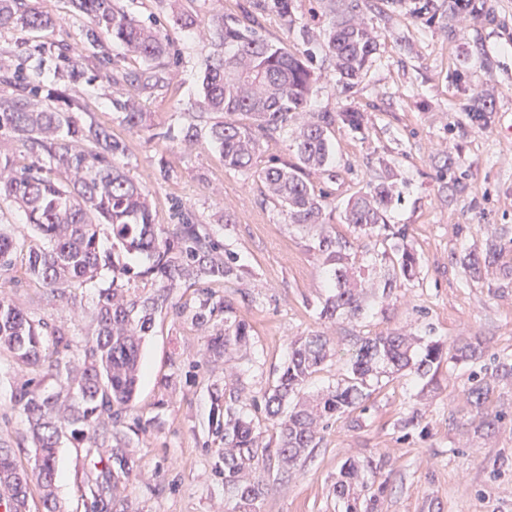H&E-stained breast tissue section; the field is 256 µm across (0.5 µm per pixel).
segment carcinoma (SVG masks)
<instances>
[{
    "instance_id": "cac0c4a2",
    "label": "carcinoma",
    "mask_w": 512,
    "mask_h": 512,
    "mask_svg": "<svg viewBox=\"0 0 512 512\" xmlns=\"http://www.w3.org/2000/svg\"><path fill=\"white\" fill-rule=\"evenodd\" d=\"M170 23L194 26L192 15L172 0H159ZM371 0H328L322 35L298 25L294 0H255L253 7L276 15L285 29H299L303 49L292 53L259 33L260 22L251 11L245 20L217 13L209 27L220 51L204 61L199 104L220 119L210 125L208 139L224 166L242 172L253 170L260 140L284 133L293 137L294 159L260 169L270 199L287 209L293 224H321L325 196L315 189L309 175L328 165L330 130L340 124L354 134H364V113L308 112L319 67L317 54L333 63L336 80L349 91L366 76L378 50L373 31L361 19ZM73 12L87 19L80 40L73 43L20 41L12 50L15 60L0 66V132L9 135L33 158L29 163L0 158V198L21 208L42 234L44 242L25 246L23 235L0 232V268L26 250L27 274L59 299L88 285L97 289L98 303L91 339L76 347L68 333L36 322L9 296L11 282L0 283V350L9 352L25 378L17 385L14 403L27 417L36 447L34 468H22L11 446L0 440V507L4 512H26L31 483L43 491V512H59L53 495L55 454L66 438L99 458L101 468L90 488L91 512H116L114 488L120 477L133 471L134 462L124 448L130 441L123 413L134 400L139 378L141 348L155 327L156 318L170 304L176 288H196L197 304L191 321L208 327L224 315V328L209 339V357L218 361L228 350L247 345L251 327L233 320L232 305L216 300L203 281L219 282L247 273L237 258L209 233L206 225L178 213V223H154L144 190L121 168L115 158L124 152L121 141L102 126L77 122L78 101L65 86L82 80L100 81L119 88L112 106L130 128L146 126L132 92L153 94L168 87L169 62L174 53L163 26L130 17L117 0H69ZM489 10L487 0H448V12H438L435 0H412L411 13L427 17L455 36L447 19L464 15L479 18ZM54 15L40 9L36 0H0V30L46 32ZM120 43L140 64L121 66L112 56L110 42ZM492 103L473 104L471 118L485 127L491 122ZM399 201L393 183L384 178L351 198L345 223L359 230H378L392 241V255L384 264L364 265L351 253L349 241L327 229L317 237V249L331 266L333 294L323 303L320 317L355 318L366 299L389 295L403 280L418 274L419 263L408 247L404 225L387 222V212ZM112 234V249H101L102 225ZM146 255L139 271L127 256ZM500 249L491 243L472 253L468 269L478 279L493 269L512 278V268L499 265ZM150 285L145 291L131 284ZM415 337L403 330L364 340L351 358L349 375L328 387L309 403L283 408L331 356L326 337L319 334L290 344L288 361L275 384L264 394L266 415L277 420L279 441L275 449L263 444L253 420L242 411V388L232 382L233 369L225 370L224 388L213 392L211 425L221 434L224 452V486L231 489L239 512H257L263 495L256 477L259 463L276 457L278 471L291 474L315 447L320 429L328 422L358 408H365L369 381L383 374L411 370L420 377L437 371L443 360L438 344L414 348ZM485 353L476 345L463 346L450 360L467 369V401L480 414L479 427L499 429L512 414L488 411L496 382L512 377V359L503 356L482 363ZM46 371L57 381L54 390L41 388L33 374ZM371 463L344 465L332 493L344 512H381L387 485L367 493L364 472Z\"/></svg>"
}]
</instances>
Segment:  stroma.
Returning <instances> with one entry per match:
<instances>
[{
  "label": "stroma",
  "mask_w": 512,
  "mask_h": 512,
  "mask_svg": "<svg viewBox=\"0 0 512 512\" xmlns=\"http://www.w3.org/2000/svg\"><path fill=\"white\" fill-rule=\"evenodd\" d=\"M487 2L486 16L456 22L450 38L437 24L373 0L367 18L377 32L378 51L367 76L348 93L332 78L322 79L311 100L312 111L351 108L368 119L361 135L335 126L333 161L311 176L327 196L326 223L355 250L372 258L382 253L380 236L344 224L343 211L368 184L394 173L401 200L389 221L407 227L420 263L418 278L387 298H369L353 319L319 317L331 271L316 248L314 229L290 223L268 201L263 183L225 168L207 140L183 139L184 126L194 123L204 131L213 120L198 107L203 62L214 50L210 17L216 10L242 16L249 0H182L198 24L189 30L167 26L180 59L169 69L167 90L140 96L148 114L144 128L122 123L108 84L72 88L86 107L81 122L109 127L124 143L116 163L148 193L156 223L173 224L178 212L193 213L247 265L248 274L213 283L212 289L252 328L247 353L232 362L244 389V411L265 440H276L277 427L266 416L263 395L287 362L295 337L320 332L336 350L303 386L305 398L344 377L362 339L403 327L449 353L479 343L488 356L512 355V282L473 279L465 267L469 254L491 241L502 248V264L512 266V0ZM478 87L487 90L493 108V121L484 128L468 112ZM447 151L463 185L453 196L437 176ZM9 278L12 299L31 319L65 330L79 344L90 337L96 289L73 291L66 300L52 297L25 275L20 261L0 270V280ZM194 299L193 290H176L144 344L142 377L124 418L140 422L143 430L129 448L137 469L116 490L122 512L236 507L216 468L224 443L209 425L211 388L223 384L224 364L207 360L208 331L178 312ZM18 380L14 359L0 354V439L29 469L34 450L28 422L12 398ZM465 385V371L447 362L432 380L407 371L380 377L366 411L331 420L291 477L278 475L273 460L259 469L260 512H343L331 485L353 460L372 461L376 482L387 483L381 512H512V422L493 433L480 430L463 395ZM416 409L420 424L401 429V419ZM56 469L64 512H85L96 476L86 448L63 442Z\"/></svg>",
  "instance_id": "obj_1"
}]
</instances>
